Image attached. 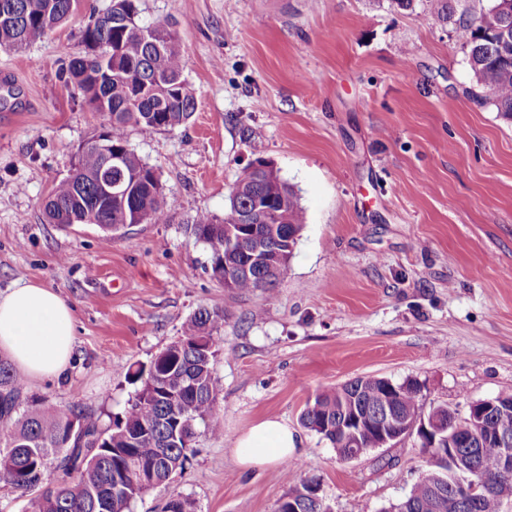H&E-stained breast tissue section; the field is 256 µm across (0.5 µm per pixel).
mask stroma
<instances>
[{
  "label": "stroma",
  "mask_w": 512,
  "mask_h": 512,
  "mask_svg": "<svg viewBox=\"0 0 512 512\" xmlns=\"http://www.w3.org/2000/svg\"><path fill=\"white\" fill-rule=\"evenodd\" d=\"M109 4L79 0L43 41L0 49V292L37 282L76 316L72 365L27 395L123 413L129 372L199 309L220 310L224 433L199 431L183 471L133 512L175 495L194 512H276L281 466L231 454L270 415L298 430L296 478L317 480L332 512H388L418 477L417 438L344 461L299 417L358 376L417 381L425 403L462 412L512 393V123L477 91L453 24L430 22L432 0H140L143 22L177 32L197 109L172 130L129 128L167 219L106 244L96 225L47 223L43 203L107 126L60 67ZM258 158L295 188L306 223L285 281L233 294L186 226L223 216Z\"/></svg>",
  "instance_id": "1"
}]
</instances>
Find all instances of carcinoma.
<instances>
[{
    "instance_id": "obj_1",
    "label": "carcinoma",
    "mask_w": 512,
    "mask_h": 512,
    "mask_svg": "<svg viewBox=\"0 0 512 512\" xmlns=\"http://www.w3.org/2000/svg\"><path fill=\"white\" fill-rule=\"evenodd\" d=\"M78 0H0V47H29L65 23ZM104 12H92L78 32L82 50L62 64L87 106L102 113L108 130L98 136L121 155L118 168L98 146L84 145L70 174L45 203L50 224L66 228L95 224L110 243L125 224H161L166 214L160 175L130 146L128 128L174 129L196 109L186 80V60L177 34L165 23L140 20L139 0H111ZM490 0L478 16L456 24V41L467 49L476 85L485 90L499 116L512 121V9ZM123 180L125 192L106 198L107 174ZM270 202L271 224H241L255 199ZM306 222L292 187L279 176L245 167L230 194L224 217L199 214L186 231L209 249L212 276L234 294L267 291L286 280L290 258ZM242 238L240 249L224 247L229 236ZM268 242L264 261L240 272L253 240ZM224 312L201 309L179 340L129 373L141 383L123 415L99 418L81 411L47 409L39 400L22 402L25 380L0 358V482L23 494L34 493L33 512H131L148 490L170 482L194 448L198 425L213 436L223 433L217 410L221 392L214 366L223 348L219 336ZM379 376L358 377L317 395L300 415L301 424L320 435L343 458L345 429L353 413L374 419L389 408L395 422L410 425L425 413L416 382L393 384ZM443 425L459 439L457 454L470 458L474 479L485 491L475 509L451 489L453 461L427 458L408 494L391 512H503L501 498H512V473L498 468L497 436L512 438V404L476 420L471 412L435 406ZM303 480L282 498L281 512L294 504L299 512L322 506L302 492Z\"/></svg>"
}]
</instances>
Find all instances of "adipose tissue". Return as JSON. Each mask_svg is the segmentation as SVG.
<instances>
[{"instance_id":"1","label":"adipose tissue","mask_w":512,"mask_h":512,"mask_svg":"<svg viewBox=\"0 0 512 512\" xmlns=\"http://www.w3.org/2000/svg\"><path fill=\"white\" fill-rule=\"evenodd\" d=\"M75 348L72 307L54 289L26 283L0 293V355L28 380L46 381L69 368ZM300 438L288 424L266 418L236 439L237 463L263 468L294 457Z\"/></svg>"}]
</instances>
